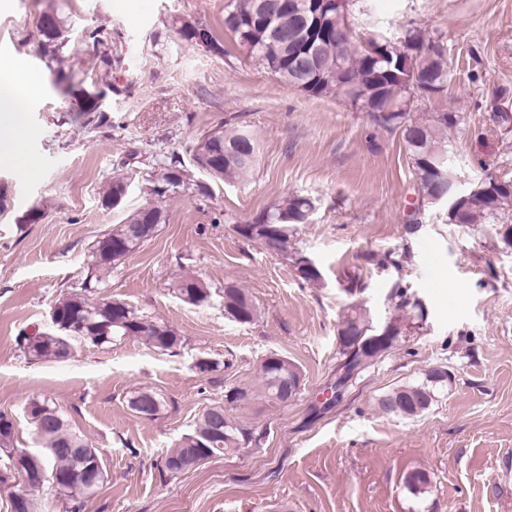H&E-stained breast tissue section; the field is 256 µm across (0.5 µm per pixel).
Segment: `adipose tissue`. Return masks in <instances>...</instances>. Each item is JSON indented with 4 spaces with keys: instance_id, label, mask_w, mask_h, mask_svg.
Here are the masks:
<instances>
[{
    "instance_id": "1",
    "label": "adipose tissue",
    "mask_w": 512,
    "mask_h": 512,
    "mask_svg": "<svg viewBox=\"0 0 512 512\" xmlns=\"http://www.w3.org/2000/svg\"><path fill=\"white\" fill-rule=\"evenodd\" d=\"M42 92L40 79L21 60H0V114L7 119L6 124H0V161L9 162L30 176L35 175L37 165L24 160L23 153L37 131L26 121L25 105Z\"/></svg>"
}]
</instances>
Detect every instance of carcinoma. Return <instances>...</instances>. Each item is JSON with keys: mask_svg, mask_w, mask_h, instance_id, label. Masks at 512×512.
Masks as SVG:
<instances>
[{"mask_svg": "<svg viewBox=\"0 0 512 512\" xmlns=\"http://www.w3.org/2000/svg\"><path fill=\"white\" fill-rule=\"evenodd\" d=\"M288 7L277 13L264 14L256 9V0H231L224 16V26L234 36L247 57L262 66L285 84L310 96H336L366 112L374 107L382 115L370 114L374 128L401 136L409 162L413 190L416 195L413 219L405 225V233L419 232V215L430 208L445 206L451 224H489L495 228L502 206L512 200V181L497 183L479 179L469 190H460L450 152V132L461 120L455 112H429L419 116L409 109L410 101L418 94L441 95L448 89L447 47L442 39H431L421 31L408 29L397 42L387 38H371L369 43L388 47L381 57H371L363 45L334 26H319L313 32L298 37L292 47L276 42L274 31L289 26ZM40 35L39 52L49 61H60L67 44L69 16L63 7L49 5L36 22ZM313 50L317 69L302 73L295 68L296 56L305 47ZM195 166L217 180L234 182L248 177L257 165L258 144L244 129L226 130L216 138H204L194 147ZM162 165L180 168L184 179L180 189L198 195L210 194L208 184L194 179L193 174L174 157L159 160ZM154 202L150 208L138 209L126 221L112 228L89 248L84 259L85 277L78 291L67 292L56 299L53 308L58 320L71 327V343L78 342L107 348L116 339H133L149 348L174 352L182 346V337L167 323L141 314L133 306L119 299L115 304L105 303L101 290L108 287L112 272L133 253L151 240L158 226L165 223L166 203L174 191L154 188ZM125 178L115 175L102 188V205L110 207L113 200L125 193ZM316 209V201L309 196L292 194L262 211L244 224L235 225L236 232L245 239L255 240L269 253L286 256L292 250L291 237L296 227L308 224ZM308 258L295 256L299 276L309 282L321 279L317 266H305ZM174 291L185 303L203 306L211 302L213 294L206 284L193 275L181 276L174 283ZM395 308L413 312L416 323L427 320L428 311L420 299L407 297V292L395 286L389 295ZM224 312L232 320L249 324L258 316V309L249 293L234 285L224 287L221 295ZM382 328L369 321L364 309L351 308L343 320L337 336L350 340L339 344L341 362L337 369L336 386H348L366 369L387 355V351L372 343V337ZM23 349L34 362H62L73 351L62 350L48 332L23 336ZM294 366L288 358L275 356L270 363L260 366L258 381L251 392L233 391L227 395L230 402L247 398L257 400L269 409L282 407L281 394L288 387V368ZM448 370H431L421 382L395 387L375 399L378 410L389 416L413 419L428 411L437 402L438 392L450 385ZM152 407V416L165 408L159 393L141 388L128 400L130 410L140 414L139 405ZM34 417L33 427L38 438L34 452L19 451L8 454L13 468L28 460L45 472L41 481L28 487L26 498L20 503L10 502L11 512H40L35 493L49 488L52 504L61 512H84L87 502L95 497L108 481L99 450L73 426L54 402L35 399L28 403ZM14 437V424L0 413V450H8ZM253 441L252 432L224 415V407L203 411L192 428L177 439L165 454L167 459L193 455L201 460L235 452ZM407 488L419 494L428 486V475L420 470L405 478Z\"/></svg>", "mask_w": 512, "mask_h": 512, "instance_id": "1", "label": "carcinoma"}]
</instances>
